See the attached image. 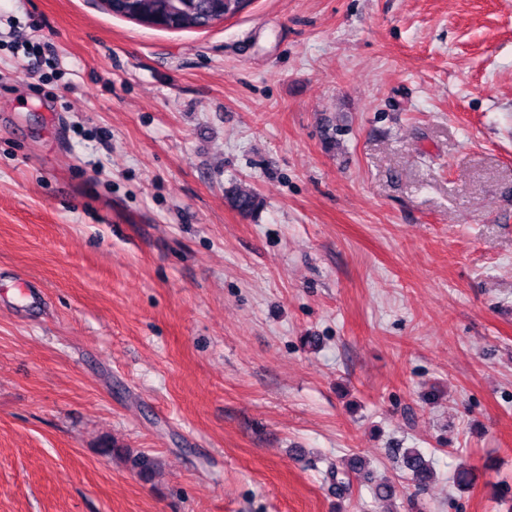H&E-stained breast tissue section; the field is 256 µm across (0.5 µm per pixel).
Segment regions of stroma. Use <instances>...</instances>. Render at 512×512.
Here are the masks:
<instances>
[{
	"instance_id": "35a3bbf8",
	"label": "stroma",
	"mask_w": 512,
	"mask_h": 512,
	"mask_svg": "<svg viewBox=\"0 0 512 512\" xmlns=\"http://www.w3.org/2000/svg\"><path fill=\"white\" fill-rule=\"evenodd\" d=\"M0 512H512V0H0ZM173 1L179 0H136L133 3L134 8L139 11L144 16H158L166 13V11H170V7L173 6ZM185 1L183 3L178 4V8L181 9L186 15L194 12L196 9L199 10H213L215 8V4L213 2H221V1H208V0H198L194 2L193 0H182ZM179 1V2H182ZM221 4V3H220ZM178 10V9H177ZM177 10H171L172 12H177ZM401 457L403 467L415 486H426L433 477V471L422 454L415 448H405ZM362 471V462L360 460L354 459L350 462L349 468L347 471H339L336 468L335 470H331L329 473L330 480L332 484L336 488V494L341 496L342 494H346L351 489V477L350 473H354L360 475Z\"/></svg>"
}]
</instances>
